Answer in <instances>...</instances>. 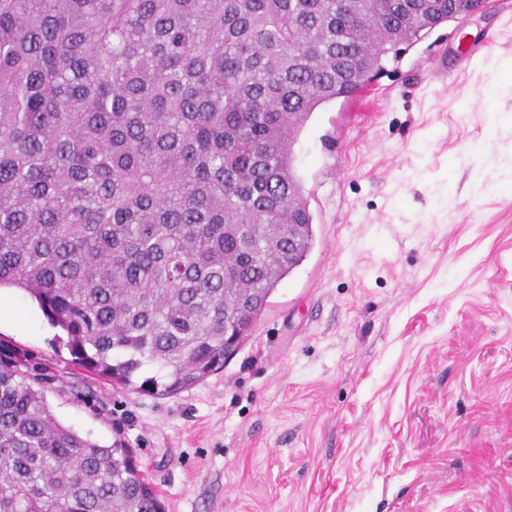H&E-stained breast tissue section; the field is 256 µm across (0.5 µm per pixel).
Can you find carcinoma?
<instances>
[{"label": "carcinoma", "mask_w": 512, "mask_h": 512, "mask_svg": "<svg viewBox=\"0 0 512 512\" xmlns=\"http://www.w3.org/2000/svg\"><path fill=\"white\" fill-rule=\"evenodd\" d=\"M455 0H0V288L75 364L176 395L312 249L295 138ZM0 512H164L0 356Z\"/></svg>", "instance_id": "1"}]
</instances>
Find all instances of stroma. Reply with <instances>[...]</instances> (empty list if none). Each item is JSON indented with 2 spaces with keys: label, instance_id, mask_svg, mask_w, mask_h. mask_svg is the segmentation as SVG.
I'll return each mask as SVG.
<instances>
[{
  "label": "stroma",
  "instance_id": "35a3bbf8",
  "mask_svg": "<svg viewBox=\"0 0 512 512\" xmlns=\"http://www.w3.org/2000/svg\"><path fill=\"white\" fill-rule=\"evenodd\" d=\"M490 5L313 112L293 147L313 247L190 389L86 372L0 290V353L62 424L132 448L165 512H512V0Z\"/></svg>",
  "mask_w": 512,
  "mask_h": 512
}]
</instances>
